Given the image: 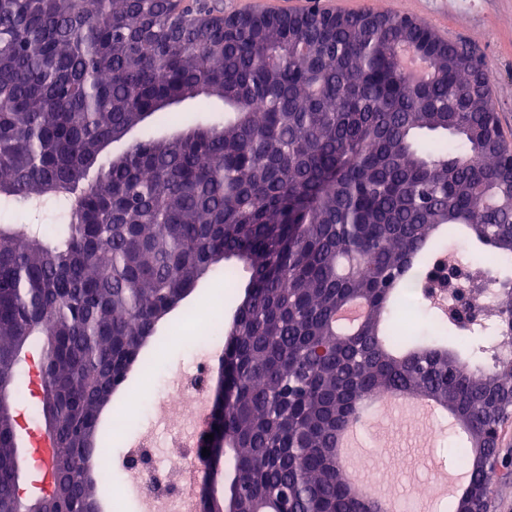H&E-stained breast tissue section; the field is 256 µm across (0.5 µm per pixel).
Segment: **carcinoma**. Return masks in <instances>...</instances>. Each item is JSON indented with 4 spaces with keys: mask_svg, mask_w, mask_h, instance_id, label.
Returning a JSON list of instances; mask_svg holds the SVG:
<instances>
[{
    "mask_svg": "<svg viewBox=\"0 0 512 512\" xmlns=\"http://www.w3.org/2000/svg\"><path fill=\"white\" fill-rule=\"evenodd\" d=\"M434 50L428 80L403 46ZM221 103L224 117L202 118ZM488 79L417 21L369 9L325 27L243 15L234 31L174 0H0V207L55 223L0 225V512H98L101 414L198 282L249 274L224 336L204 512H380L336 463L372 395L432 400L462 428L468 478L451 512H491L494 436L512 419V289L470 327L435 312L430 345L395 299L461 233L481 261L512 257V149L489 128ZM145 133L112 155L146 120ZM353 302L363 318L336 325ZM36 362L57 480L21 492L17 383Z\"/></svg>",
    "mask_w": 512,
    "mask_h": 512,
    "instance_id": "1",
    "label": "carcinoma"
}]
</instances>
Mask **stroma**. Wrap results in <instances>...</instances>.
<instances>
[{
    "label": "stroma",
    "mask_w": 512,
    "mask_h": 512,
    "mask_svg": "<svg viewBox=\"0 0 512 512\" xmlns=\"http://www.w3.org/2000/svg\"><path fill=\"white\" fill-rule=\"evenodd\" d=\"M322 9L357 14L374 8L394 14L407 12L422 19L443 38L474 47L484 61L491 83L500 130L512 142V0H319ZM187 303L200 318L216 312L231 314L233 294L221 274L204 278ZM181 311L159 324L157 340L148 351V371L159 373L186 367L196 339L180 330ZM398 411L378 416L365 434L369 477L391 497L429 503L434 495V467L450 465L453 439L437 422L398 423ZM500 454L504 464L493 476V512H512V422L503 426Z\"/></svg>",
    "instance_id": "stroma-1"
}]
</instances>
